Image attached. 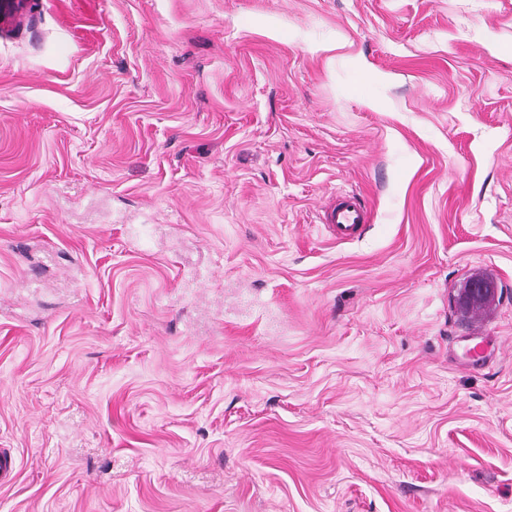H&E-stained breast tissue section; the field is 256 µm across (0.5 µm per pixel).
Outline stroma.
<instances>
[{
  "label": "stroma",
  "mask_w": 512,
  "mask_h": 512,
  "mask_svg": "<svg viewBox=\"0 0 512 512\" xmlns=\"http://www.w3.org/2000/svg\"><path fill=\"white\" fill-rule=\"evenodd\" d=\"M1 448L0 512H512V0H29ZM324 219L326 224H331L336 240H351L369 222V212L358 195L337 192L334 202L325 212Z\"/></svg>",
  "instance_id": "obj_1"
}]
</instances>
